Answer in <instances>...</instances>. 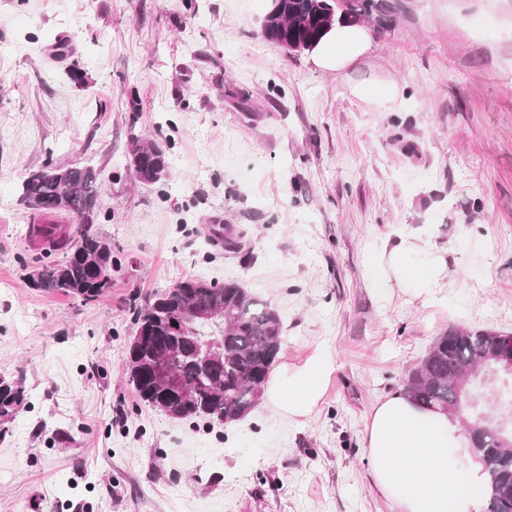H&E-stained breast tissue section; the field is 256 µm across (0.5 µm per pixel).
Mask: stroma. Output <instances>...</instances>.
<instances>
[{
	"instance_id": "35a3bbf8",
	"label": "stroma",
	"mask_w": 512,
	"mask_h": 512,
	"mask_svg": "<svg viewBox=\"0 0 512 512\" xmlns=\"http://www.w3.org/2000/svg\"><path fill=\"white\" fill-rule=\"evenodd\" d=\"M403 2L336 71L262 35L272 0H0V375L28 393L0 432V512H402L373 478L374 407L449 328L512 333V0ZM134 132L166 180L135 177ZM63 163L97 170L112 246L88 304L30 286L52 256L28 227L78 220L21 183ZM406 243L443 260L425 290L388 263ZM189 277L264 296L279 364L330 359L310 415L262 399L192 423L136 397V317Z\"/></svg>"
}]
</instances>
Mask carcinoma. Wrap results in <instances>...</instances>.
Wrapping results in <instances>:
<instances>
[{"instance_id": "carcinoma-1", "label": "carcinoma", "mask_w": 512, "mask_h": 512, "mask_svg": "<svg viewBox=\"0 0 512 512\" xmlns=\"http://www.w3.org/2000/svg\"><path fill=\"white\" fill-rule=\"evenodd\" d=\"M354 23L388 30L394 26L401 0H350ZM346 20L338 0H274L264 20V37L281 46L314 48L329 28ZM130 163L136 178L157 183L168 177L166 151L156 143L130 137ZM99 194L98 175L90 166L47 164L28 174L22 184L25 204L45 215L67 211L80 229L73 235L48 224L37 233L50 241L63 259L44 263L31 277L41 291H64L89 303L112 282V248L91 231ZM212 310L219 316L195 320L191 313ZM129 346L127 371L136 395L168 416L192 421L207 418L230 423L243 418L263 394L282 349L281 320L274 308L238 281L205 282L186 278L155 295L137 317ZM501 334L452 328L436 337L426 356L407 376L405 390L418 404L446 409L456 402L471 409V391L459 393L462 375L475 379L480 370L498 368ZM164 358L173 373L194 388L192 398L165 389L155 360ZM26 406V390L0 377V420L13 421ZM470 422V447L486 473V512H512V428L503 418L476 415Z\"/></svg>"}]
</instances>
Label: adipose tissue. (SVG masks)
Masks as SVG:
<instances>
[{"mask_svg":"<svg viewBox=\"0 0 512 512\" xmlns=\"http://www.w3.org/2000/svg\"><path fill=\"white\" fill-rule=\"evenodd\" d=\"M367 32L358 25L333 27L311 51L314 63L338 70L362 55ZM333 370L316 355L302 366L283 370L266 388L268 401L291 417L309 415L322 397L323 379ZM468 439L458 420L417 406L396 392L374 409L367 426V447L379 490L397 499L403 512H477L480 477H465L448 466V451Z\"/></svg>","mask_w":512,"mask_h":512,"instance_id":"obj_1","label":"adipose tissue"}]
</instances>
